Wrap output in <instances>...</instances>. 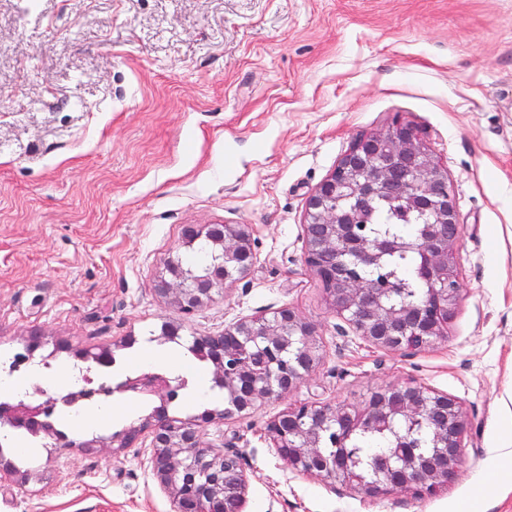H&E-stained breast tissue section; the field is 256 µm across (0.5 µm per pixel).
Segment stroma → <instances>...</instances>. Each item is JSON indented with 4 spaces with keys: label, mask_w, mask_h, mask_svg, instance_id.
Instances as JSON below:
<instances>
[{
    "label": "stroma",
    "mask_w": 512,
    "mask_h": 512,
    "mask_svg": "<svg viewBox=\"0 0 512 512\" xmlns=\"http://www.w3.org/2000/svg\"><path fill=\"white\" fill-rule=\"evenodd\" d=\"M0 0V343L42 359L128 336L177 344L289 306L321 366L291 394L203 427L245 457V512H512V0ZM413 123L448 172L461 297L421 350L366 342L304 262L315 187L361 136ZM193 224H246L257 261L189 319L154 292ZM414 381L471 426L433 494L336 492L291 471L266 426L294 403L364 405ZM148 436L119 455L40 442L0 512H174Z\"/></svg>",
    "instance_id": "stroma-1"
}]
</instances>
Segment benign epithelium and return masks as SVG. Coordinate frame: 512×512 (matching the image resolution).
Wrapping results in <instances>:
<instances>
[{
	"label": "benign epithelium",
	"mask_w": 512,
	"mask_h": 512,
	"mask_svg": "<svg viewBox=\"0 0 512 512\" xmlns=\"http://www.w3.org/2000/svg\"><path fill=\"white\" fill-rule=\"evenodd\" d=\"M390 200L405 202L428 218L427 233L406 244L388 235H374L361 224V213L380 190ZM321 234L312 240L311 225ZM194 232L219 249L216 271L207 283L193 281L170 259L155 280L154 291L188 318L208 305L215 292L246 277L257 257L254 238L246 224H200ZM305 263L323 286L326 305L370 344L388 350L423 349L447 333L459 300L455 250L461 235L457 207L448 189V173L432 156L417 128L398 118L385 132L357 139L335 169L309 196L305 211ZM407 247L420 258L421 274L429 290L418 303L389 309L384 298L391 283L362 274V264H377ZM316 326L292 307L282 306L272 318L242 317L224 325L218 334L194 337L191 350L214 353L216 377L224 384L227 407L211 413L194 426L175 425L156 415L144 428L150 438V465L157 483L168 491L176 512H243L247 479L244 457L231 440L215 449L201 443L200 428L233 415L252 412L261 403L282 398L298 388L322 362L317 349ZM259 351L267 373L256 375L244 360ZM126 390L157 394L166 403L176 395V385L162 373H144ZM44 406L20 398L0 407V418L10 427L51 434L42 426ZM430 417L443 419L430 447L452 459L432 469L414 454H402L391 462L380 460L383 478L374 483L344 482V487L373 497L387 492H431L458 474L461 448L469 419L461 403L448 393L415 382L385 386L372 393L360 410L333 405L300 403L288 406L267 424V435L288 467L301 475L341 481L356 449L347 442L378 423L389 428L396 440L406 441L396 426ZM341 449L329 456L325 444Z\"/></svg>",
	"instance_id": "7a95c632"
}]
</instances>
